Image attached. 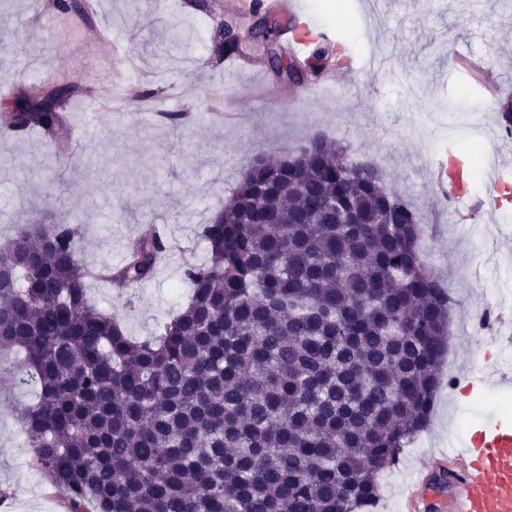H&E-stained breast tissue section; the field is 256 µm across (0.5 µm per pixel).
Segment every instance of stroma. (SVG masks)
I'll list each match as a JSON object with an SVG mask.
<instances>
[{"label": "stroma", "mask_w": 512, "mask_h": 512, "mask_svg": "<svg viewBox=\"0 0 512 512\" xmlns=\"http://www.w3.org/2000/svg\"><path fill=\"white\" fill-rule=\"evenodd\" d=\"M85 15L64 17L54 0H0V241L19 224L77 225L86 265H117L166 225L169 251L132 304L113 286L92 282L90 296L121 318L130 335L153 334L180 310L190 289L181 279L184 248L203 256L196 236L232 194L253 156L295 155L315 138L346 146L352 161L382 168L385 186L433 220L429 164L440 149L469 157L496 130L499 95L455 71L457 54L482 56L502 92H512V0H379L381 14L360 20L354 0H307L335 27L348 67L328 61L308 83L330 86L299 99V86L266 73L260 104L247 76L231 77L211 52L218 21L251 19L253 0H207L206 10L176 0H85ZM386 60L371 73L369 60ZM70 88L54 132L14 133L4 123L17 96ZM177 121H170V114ZM419 248L468 320L497 286L500 310H512V206L471 212L444 224ZM502 352L488 336L452 338L430 425L401 460L409 472L431 454L462 445L474 428L512 421V389L468 390ZM27 364L0 363V489L12 512H61L19 419L32 403Z\"/></svg>", "instance_id": "obj_1"}]
</instances>
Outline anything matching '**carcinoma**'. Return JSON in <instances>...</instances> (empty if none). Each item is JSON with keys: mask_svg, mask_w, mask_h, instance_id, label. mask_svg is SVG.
<instances>
[{"mask_svg": "<svg viewBox=\"0 0 512 512\" xmlns=\"http://www.w3.org/2000/svg\"><path fill=\"white\" fill-rule=\"evenodd\" d=\"M312 44L286 73L341 60ZM5 120L52 131L59 115L20 96ZM383 179L327 141L258 153L199 226L187 306L144 338L91 301L77 228L22 224L0 246V351L25 354L30 466L66 512L373 509L429 425L456 305ZM163 249L142 241L111 281H152Z\"/></svg>", "mask_w": 512, "mask_h": 512, "instance_id": "1", "label": "carcinoma"}]
</instances>
